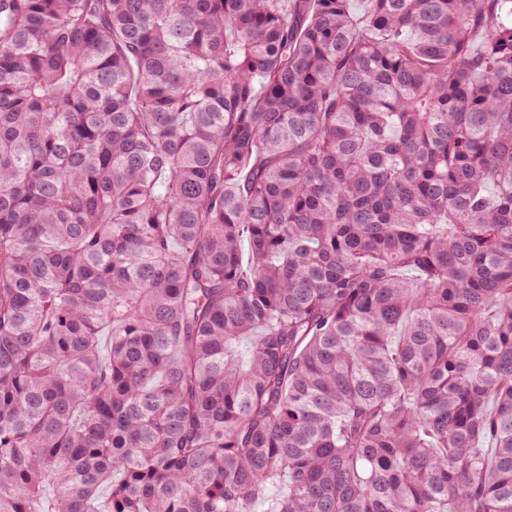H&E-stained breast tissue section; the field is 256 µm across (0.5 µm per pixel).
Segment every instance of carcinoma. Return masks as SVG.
Returning a JSON list of instances; mask_svg holds the SVG:
<instances>
[{
  "instance_id": "1",
  "label": "carcinoma",
  "mask_w": 512,
  "mask_h": 512,
  "mask_svg": "<svg viewBox=\"0 0 512 512\" xmlns=\"http://www.w3.org/2000/svg\"><path fill=\"white\" fill-rule=\"evenodd\" d=\"M0 512H512V0H0Z\"/></svg>"
}]
</instances>
